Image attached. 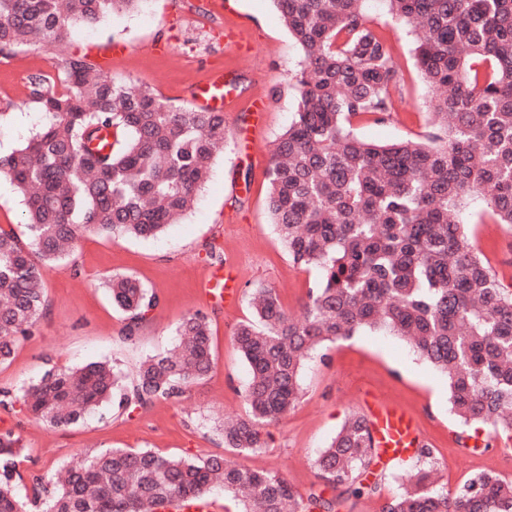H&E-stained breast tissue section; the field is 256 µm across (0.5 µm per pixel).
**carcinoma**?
I'll use <instances>...</instances> for the list:
<instances>
[{
    "label": "carcinoma",
    "mask_w": 512,
    "mask_h": 512,
    "mask_svg": "<svg viewBox=\"0 0 512 512\" xmlns=\"http://www.w3.org/2000/svg\"><path fill=\"white\" fill-rule=\"evenodd\" d=\"M141 0H0V52L39 40L62 45L78 24ZM414 34V59L430 89L431 131L378 144L359 138L352 119L385 120L403 101L404 71L363 0H273L303 51L297 108L273 144L268 207L294 265L318 271L300 315L271 288L252 290L254 319L233 340L249 372L248 411L222 425L224 450L264 448L263 430L301 396L311 355L364 330L405 339L448 380L451 411L512 440V284L504 283L461 222L464 201L480 198L489 219L512 229V0H385ZM48 75L29 81L42 121L18 149L0 154V175L26 205L25 231L0 225V364L45 314L42 270L65 262L85 233L154 237L193 207L216 150L224 113L176 108L148 88L117 83L63 52ZM108 130L112 150L93 141ZM112 305L135 337L159 296L132 275L108 282ZM178 343L142 361L129 386L105 362L49 365L39 381L0 389V407L21 403L51 427L79 423L106 402L145 409L179 401L213 365L210 321L189 314ZM377 453L366 418L350 413L313 466L323 488L302 495L271 470L204 458L112 448L71 462L63 474L33 479L20 498L19 436L0 431V512H151L168 499L204 500L221 489L240 512H338L349 494L373 495ZM422 467L382 512H512V481L471 476L453 494L438 482L428 447Z\"/></svg>",
    "instance_id": "obj_1"
}]
</instances>
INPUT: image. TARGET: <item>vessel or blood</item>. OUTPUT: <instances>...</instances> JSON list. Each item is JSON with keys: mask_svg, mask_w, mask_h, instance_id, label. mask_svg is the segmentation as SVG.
Returning a JSON list of instances; mask_svg holds the SVG:
<instances>
[{"mask_svg": "<svg viewBox=\"0 0 512 512\" xmlns=\"http://www.w3.org/2000/svg\"><path fill=\"white\" fill-rule=\"evenodd\" d=\"M226 84L223 70L210 71L206 82L198 88V105L215 111L223 110ZM200 293L205 300L213 304L231 307L238 300L239 288L232 273H218L202 283ZM361 406L374 445L380 448L383 458L393 460L422 446L421 433L413 416L376 400H362ZM153 512H211V506L203 501L179 498L159 503L154 506Z\"/></svg>", "mask_w": 512, "mask_h": 512, "instance_id": "obj_1", "label": "vessel or blood"}]
</instances>
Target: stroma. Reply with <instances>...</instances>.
<instances>
[{"instance_id":"1","label":"stroma","mask_w":512,"mask_h":512,"mask_svg":"<svg viewBox=\"0 0 512 512\" xmlns=\"http://www.w3.org/2000/svg\"><path fill=\"white\" fill-rule=\"evenodd\" d=\"M213 2L140 0L130 11L73 31L72 51L92 64L108 57L114 43L127 44L128 54L113 60L108 77L144 85L172 105L194 107V91L219 64L234 72L242 88L226 97L228 138L194 209L180 223L155 238L84 236L66 265L44 269L48 309L31 336L20 339L11 360L0 365V388L36 382L50 362L79 366L104 361L130 374L149 355L171 348L177 325L194 312L206 313L211 321L212 369L181 402L159 400L129 415L105 404L69 427L54 428L21 411L0 410V420H8L24 446L18 461L20 492L30 491L33 476L55 472L73 457L112 448H147L192 458L223 452L221 423L225 416L246 409L248 369L233 331L251 316L252 289H274L288 313L297 315L317 276L316 271L293 265L266 203V170L275 139L292 121L291 83L301 51L271 0H231L219 11ZM365 11L384 26L404 67V100L385 121L357 120L353 127L375 143L416 137L427 129L429 90L414 65L412 38L388 14L383 0H365ZM229 24L244 31L250 44L247 57L238 58L232 47L215 38V30ZM157 45L165 46V53H154ZM53 53V48L34 41L0 55V112L9 121L0 134V152L16 149L38 123L39 113L28 99V79L50 70ZM259 95L267 99L268 109L258 123L250 104ZM482 207L481 200H467L463 221L493 271L510 281L512 230L490 221L476 223ZM213 248L237 276L240 296L235 306L214 305L199 293L200 282L216 269L208 257ZM119 273L133 275L160 298L159 307L131 340L122 334L124 316L113 307L106 288L109 277ZM368 393L414 414L449 488L481 471L512 480V443L505 435L480 424L460 425L440 373L401 339L369 333L323 347L303 373L297 406L267 427L266 448L244 457L243 465L278 470L303 494L318 488L315 454ZM461 432L478 443V451L458 442ZM405 466L399 459L377 460L372 478L379 482L380 493L348 498L340 512H381L397 489L394 473Z\"/></svg>"}]
</instances>
